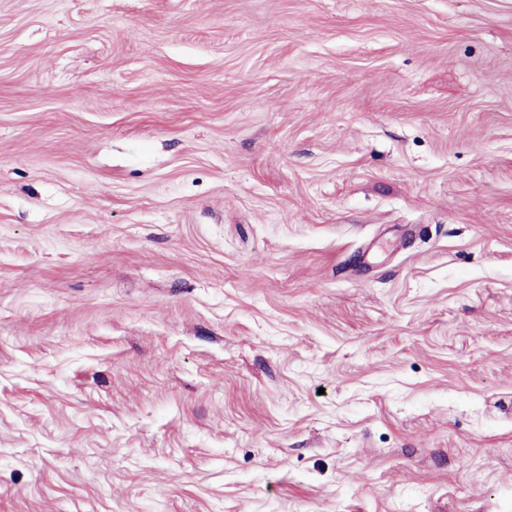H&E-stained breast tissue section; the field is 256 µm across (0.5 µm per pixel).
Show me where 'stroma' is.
<instances>
[{
	"instance_id": "stroma-1",
	"label": "stroma",
	"mask_w": 512,
	"mask_h": 512,
	"mask_svg": "<svg viewBox=\"0 0 512 512\" xmlns=\"http://www.w3.org/2000/svg\"><path fill=\"white\" fill-rule=\"evenodd\" d=\"M0 512H512V0H0Z\"/></svg>"
}]
</instances>
